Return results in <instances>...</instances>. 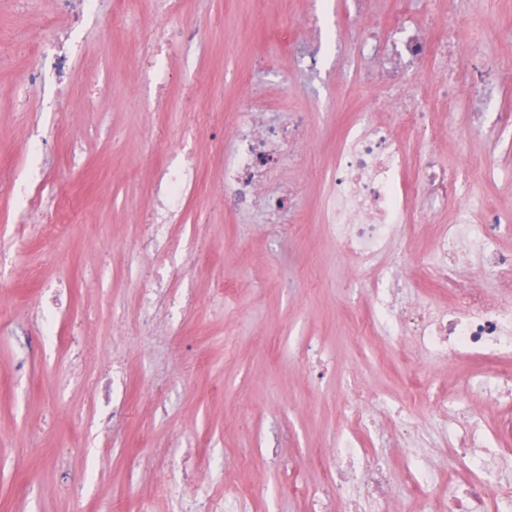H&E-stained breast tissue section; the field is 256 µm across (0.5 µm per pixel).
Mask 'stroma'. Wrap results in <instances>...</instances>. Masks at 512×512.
I'll list each match as a JSON object with an SVG mask.
<instances>
[{
  "label": "stroma",
  "instance_id": "1",
  "mask_svg": "<svg viewBox=\"0 0 512 512\" xmlns=\"http://www.w3.org/2000/svg\"><path fill=\"white\" fill-rule=\"evenodd\" d=\"M351 0H170L159 11L145 0L136 26L167 28L170 52L160 59L169 85L145 93L142 60L157 44L128 25L100 33L88 22L67 87L72 110L51 121L46 100L20 105L11 87L33 65L26 37L33 17L20 0H0V35L11 34L0 56V172L26 169L22 150L33 129L50 137L44 172L69 201V225L58 239L16 221L18 200L0 187V318L31 324L44 281L71 290V316L59 321V343L20 363L0 334V512H137L154 484V468L180 473L185 457L200 468L224 464V482L247 494L244 512H314L313 493L325 448L348 427L336 403L362 384L380 394L365 441L392 477L395 512H417L405 492L404 451L385 448L390 401L407 382L467 401L474 363L406 360L409 340H380L356 332L367 312L352 272L324 224L325 172L347 113L380 111L379 90H356ZM208 26L184 45L190 24ZM321 56L314 76L298 67L290 39ZM112 86L91 95L101 74ZM424 97L447 99L448 112L429 116L435 151L447 166L482 167L512 154V136L490 140L472 129L468 97L449 83L439 63L419 77ZM307 113L300 165H282L295 184L300 224H269L263 214L224 205L222 172L213 156L224 130L248 96ZM190 153L199 190L175 216L182 256L143 254L139 226L155 207L154 177L171 158ZM94 257L103 281L87 279ZM34 267L37 279L7 281L10 260ZM167 271L173 295L190 296L179 330L164 313L147 315L142 287ZM315 347L312 363L303 352ZM79 357L80 376L70 373ZM122 361L133 412L110 434L97 426L91 380ZM277 443V455L268 446Z\"/></svg>",
  "mask_w": 512,
  "mask_h": 512
}]
</instances>
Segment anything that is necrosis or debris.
I'll list each match as a JSON object with an SVG mask.
<instances>
[{
  "label": "necrosis or debris",
  "instance_id": "4bbe7bcc",
  "mask_svg": "<svg viewBox=\"0 0 512 512\" xmlns=\"http://www.w3.org/2000/svg\"><path fill=\"white\" fill-rule=\"evenodd\" d=\"M56 0L57 12L45 15L36 0H26L36 26L29 35V50L35 70L17 82L12 94L17 100L53 87L63 96L73 61L72 43L87 20L112 21L114 11L125 19L137 17L143 0ZM359 48L366 63L358 86L386 90L382 113H352L336 142L335 162L328 173L329 191L325 222L336 247L351 267L370 269L364 285L369 312L360 318L359 329L367 336L390 340L407 339L415 355L451 358L483 364V372L468 386L487 396L500 409L501 430L512 429V373L504 371L512 361V250L501 247V239L512 233V212L494 206L480 211L458 209L476 175L492 177L494 165L476 171L468 165H444L430 143L433 127L424 119L427 102L413 84L416 68L434 60L449 62V80L461 83L473 105V126L499 137L512 130V111H486L495 87L512 82V72L500 69L495 60L457 72L450 49L440 48L422 20L399 16L382 33L361 27ZM307 117L284 112L278 106L255 98L235 116L230 136L218 154L224 170V204L233 210L256 208L269 223H299L298 191L281 183V160L297 163L305 138ZM198 177L190 161L160 169L155 182L157 208L140 232L146 251L176 258L180 239L171 218L195 191ZM456 210L451 224L438 225L432 250L434 265L409 264L407 251L395 250V242L407 239L416 215ZM495 278L496 287L483 282ZM446 296L437 306L426 293ZM69 304L66 285L49 289L35 333L17 332L13 338L21 352L33 341L53 339L58 314ZM121 363H113L110 375L94 380L92 389L100 405L98 424L110 430L130 412L127 382ZM368 393L357 395L358 407L351 416V429L336 439L324 457L325 477L319 487L318 507L342 496L349 482H356L370 498L376 512H393L390 474L374 463L361 444L372 418ZM428 403L434 419L452 422L454 431L448 470V496L437 499L435 464H420L406 457V492L420 512H484L492 504L495 512H512V456L502 451L498 433L486 429L482 419L433 391L406 388L397 402L399 422L386 434L390 448L413 447L418 424L410 407ZM168 498L173 512H241L239 495L224 491L214 470H194L190 482L173 477L159 467L154 494L141 498L139 512H150L153 497Z\"/></svg>",
  "mask_w": 512,
  "mask_h": 512
}]
</instances>
